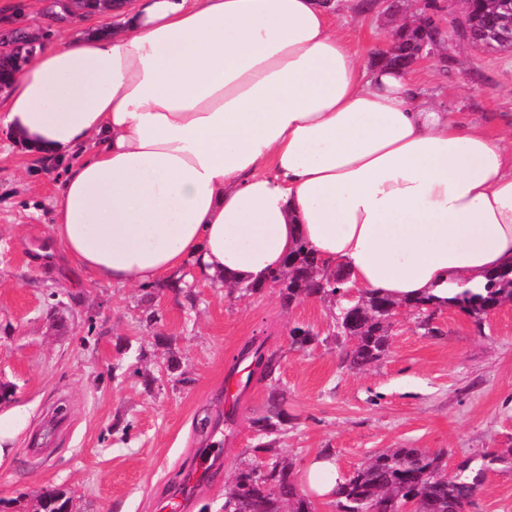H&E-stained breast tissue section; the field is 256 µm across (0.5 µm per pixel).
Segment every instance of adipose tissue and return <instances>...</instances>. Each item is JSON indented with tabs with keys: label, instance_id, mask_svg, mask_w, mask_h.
I'll return each mask as SVG.
<instances>
[{
	"label": "adipose tissue",
	"instance_id": "ef3b65f1",
	"mask_svg": "<svg viewBox=\"0 0 512 512\" xmlns=\"http://www.w3.org/2000/svg\"><path fill=\"white\" fill-rule=\"evenodd\" d=\"M45 44L0 128L62 165L45 253L120 286L261 279L300 244L352 286L447 298L512 264L503 136L365 69L321 0H138ZM112 26H115V19L112 20V13L111 14H93V15H87L85 16V19L82 23H77L71 26H61L56 25L53 28L52 33H50V36L54 40H58L61 38L68 37L71 30L73 29H80L82 33H92L95 31H105Z\"/></svg>",
	"mask_w": 512,
	"mask_h": 512
}]
</instances>
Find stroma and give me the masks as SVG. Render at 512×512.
<instances>
[{"mask_svg": "<svg viewBox=\"0 0 512 512\" xmlns=\"http://www.w3.org/2000/svg\"><path fill=\"white\" fill-rule=\"evenodd\" d=\"M397 2L391 11L385 0H362L331 15L364 67L419 9ZM432 2L448 60L417 64L424 94L491 133L511 127L512 52L463 38L462 0ZM61 175L0 131V385L11 391L0 415L26 409L0 457L1 500L57 487L78 512H161L169 484L206 444L202 419L223 416L224 375L254 336L267 337L279 368L243 402L237 440L188 512H219L235 471L266 462L251 422L273 384L288 413L275 448L298 474L325 450L349 475L388 448L442 451L451 464L512 448V304L479 327L454 309L437 310L426 327L399 309L387 355L354 370L341 360L333 308L315 298L287 309L276 287L240 298L193 267L180 293L99 283L56 256L34 266ZM296 326L316 341L294 347ZM39 434L51 450L43 459L28 453ZM470 512H512V466L489 476Z\"/></svg>", "mask_w": 512, "mask_h": 512, "instance_id": "1", "label": "stroma"}]
</instances>
